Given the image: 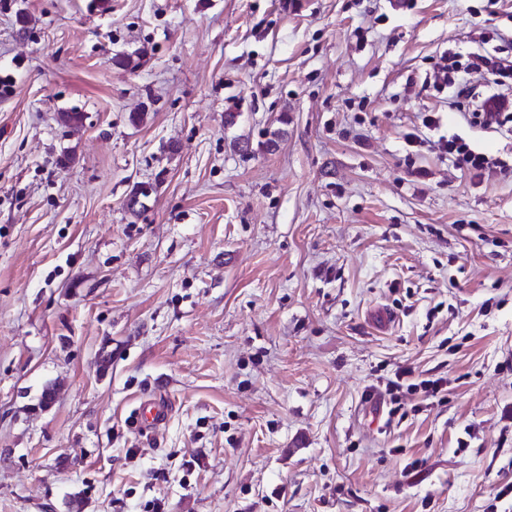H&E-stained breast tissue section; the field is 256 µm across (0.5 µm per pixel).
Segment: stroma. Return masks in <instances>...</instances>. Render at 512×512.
Returning <instances> with one entry per match:
<instances>
[{
  "label": "stroma",
  "instance_id": "obj_1",
  "mask_svg": "<svg viewBox=\"0 0 512 512\" xmlns=\"http://www.w3.org/2000/svg\"><path fill=\"white\" fill-rule=\"evenodd\" d=\"M510 27L512 0H0V512H512V177L434 146L512 131L428 82ZM139 420L144 425L160 426L169 413L168 406L161 399L144 402L138 409Z\"/></svg>",
  "mask_w": 512,
  "mask_h": 512
}]
</instances>
